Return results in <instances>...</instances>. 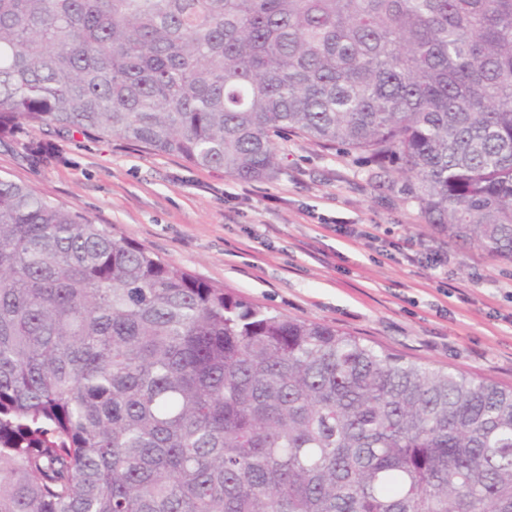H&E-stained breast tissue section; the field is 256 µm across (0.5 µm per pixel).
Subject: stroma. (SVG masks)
Segmentation results:
<instances>
[{"mask_svg":"<svg viewBox=\"0 0 512 512\" xmlns=\"http://www.w3.org/2000/svg\"><path fill=\"white\" fill-rule=\"evenodd\" d=\"M38 136L34 167L26 131L0 134V176L271 312L512 387V262L435 233L360 154L292 136L276 177L242 182L118 137Z\"/></svg>","mask_w":512,"mask_h":512,"instance_id":"1","label":"stroma"}]
</instances>
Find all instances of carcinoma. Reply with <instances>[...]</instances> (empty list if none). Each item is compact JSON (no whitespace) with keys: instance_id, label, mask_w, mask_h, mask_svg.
<instances>
[{"instance_id":"1","label":"carcinoma","mask_w":512,"mask_h":512,"mask_svg":"<svg viewBox=\"0 0 512 512\" xmlns=\"http://www.w3.org/2000/svg\"><path fill=\"white\" fill-rule=\"evenodd\" d=\"M240 181L294 135L512 261V0H0V130ZM0 512H512V388L202 281L0 179Z\"/></svg>"}]
</instances>
